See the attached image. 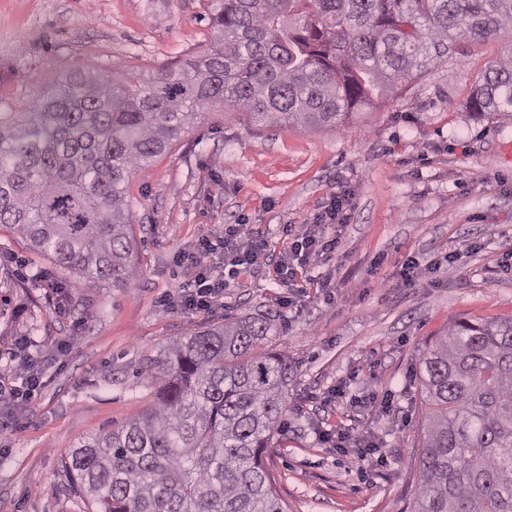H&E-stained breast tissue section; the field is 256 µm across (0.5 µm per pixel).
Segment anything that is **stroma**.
Listing matches in <instances>:
<instances>
[{"label": "stroma", "instance_id": "1", "mask_svg": "<svg viewBox=\"0 0 512 512\" xmlns=\"http://www.w3.org/2000/svg\"><path fill=\"white\" fill-rule=\"evenodd\" d=\"M207 2L0 0V112L55 75L145 79L205 51ZM466 50L333 130L266 128L205 106L167 154L130 177L140 273L126 287L86 285L1 229L0 512H81L62 462L78 441L150 408L146 358L201 325L258 312L274 318L275 345L293 367L288 428L267 458L286 512H406L419 478L421 351L455 320L512 316V120L480 122L466 110L480 73L512 53V29ZM339 192L349 214L341 245L307 272L331 276L328 293L311 288L287 305L263 267L229 281L210 312L176 307L190 277L176 251L245 222L278 253L283 227L313 223ZM410 255L435 269L407 287L400 267ZM30 366L41 385L25 405L13 393ZM364 393L392 394V412L356 405ZM322 428L371 430L387 463L327 447Z\"/></svg>", "mask_w": 512, "mask_h": 512}]
</instances>
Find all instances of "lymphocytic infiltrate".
Segmentation results:
<instances>
[{"mask_svg": "<svg viewBox=\"0 0 512 512\" xmlns=\"http://www.w3.org/2000/svg\"><path fill=\"white\" fill-rule=\"evenodd\" d=\"M344 206V196H333L316 222L303 231L286 232L284 247L274 259L251 225L228 224L221 232L202 235L192 250L176 255L178 263L193 271L181 289L182 309L194 312L211 309L223 298L227 280L268 262L275 265L278 285L287 288L293 298L303 297L304 284L298 273L323 264L339 249L341 239L337 229L343 224ZM215 257L220 260L216 266L211 263Z\"/></svg>", "mask_w": 512, "mask_h": 512, "instance_id": "obj_1", "label": "lymphocytic infiltrate"}]
</instances>
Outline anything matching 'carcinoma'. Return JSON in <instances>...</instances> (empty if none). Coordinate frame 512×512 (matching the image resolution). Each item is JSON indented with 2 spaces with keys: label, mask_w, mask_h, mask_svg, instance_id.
Wrapping results in <instances>:
<instances>
[{
  "label": "carcinoma",
  "mask_w": 512,
  "mask_h": 512,
  "mask_svg": "<svg viewBox=\"0 0 512 512\" xmlns=\"http://www.w3.org/2000/svg\"><path fill=\"white\" fill-rule=\"evenodd\" d=\"M212 44L150 82L70 73L0 112V227L86 282L137 276L126 182L222 102L270 126L332 129L512 26V0H211ZM512 117V56L466 101ZM266 314L173 339L141 372L153 406L62 465L86 512H285L266 456L288 411V357ZM412 512H512V317L459 321L420 354Z\"/></svg>",
  "instance_id": "1"
}]
</instances>
